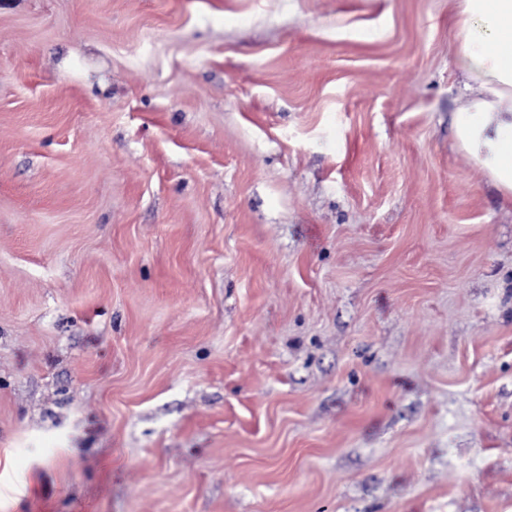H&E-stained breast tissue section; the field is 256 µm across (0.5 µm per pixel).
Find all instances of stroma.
<instances>
[{"label": "stroma", "instance_id": "stroma-1", "mask_svg": "<svg viewBox=\"0 0 512 512\" xmlns=\"http://www.w3.org/2000/svg\"><path fill=\"white\" fill-rule=\"evenodd\" d=\"M454 12L0 0V512H512Z\"/></svg>", "mask_w": 512, "mask_h": 512}]
</instances>
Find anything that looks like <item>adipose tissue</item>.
I'll list each match as a JSON object with an SVG mask.
<instances>
[{"label": "adipose tissue", "instance_id": "obj_1", "mask_svg": "<svg viewBox=\"0 0 512 512\" xmlns=\"http://www.w3.org/2000/svg\"><path fill=\"white\" fill-rule=\"evenodd\" d=\"M455 39L471 93L456 145L512 201V0H457Z\"/></svg>", "mask_w": 512, "mask_h": 512}]
</instances>
